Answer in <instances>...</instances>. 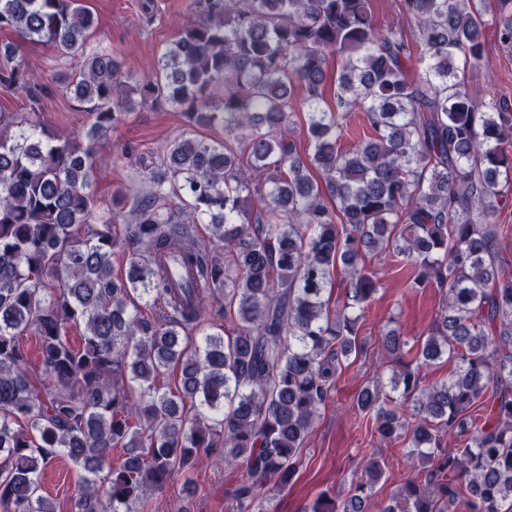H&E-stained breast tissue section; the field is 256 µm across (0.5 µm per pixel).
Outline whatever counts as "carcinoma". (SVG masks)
<instances>
[{"mask_svg": "<svg viewBox=\"0 0 512 512\" xmlns=\"http://www.w3.org/2000/svg\"><path fill=\"white\" fill-rule=\"evenodd\" d=\"M402 2L410 36L371 0H206L157 73L132 84L112 53L87 50L94 17L78 0H0V29L52 46L57 81L93 115L83 142L0 120V512H54L41 472L60 454L84 472L72 512H140L147 490L212 454L241 471L238 512H272L266 482L297 473L359 349L353 310L378 291L368 249L392 251L414 284L433 278L444 293L426 338L407 351L396 331L383 338L389 355L409 356L390 384L411 415L379 379L357 397L378 434L407 441L422 465L423 479L379 512H512V274L496 253L512 201V110L466 86L484 49L479 0ZM499 5L511 46L512 0ZM331 53L343 65L326 109ZM0 80L37 101L39 75L13 46L0 48ZM158 101L228 139H174L144 164L146 195L128 208L119 191L94 212L96 145L122 114ZM297 110L306 161L287 137ZM356 111L370 134L343 149ZM118 252L129 257L121 279ZM171 254L192 270L178 288ZM340 266L346 301L331 311L324 294ZM156 303L159 313L141 312ZM69 325L84 326L77 347ZM30 333L34 360L21 343ZM444 357L450 378L424 383ZM176 368L180 386L160 385ZM447 434L465 443L446 450ZM114 446L128 449L117 466ZM383 474L364 457L350 496L323 492L304 512H365Z\"/></svg>", "mask_w": 512, "mask_h": 512, "instance_id": "obj_1", "label": "carcinoma"}]
</instances>
